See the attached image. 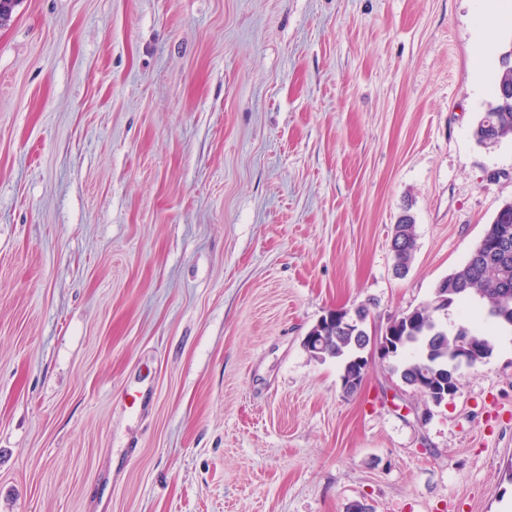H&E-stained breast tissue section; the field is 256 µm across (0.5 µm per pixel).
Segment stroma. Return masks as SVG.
<instances>
[{
  "instance_id": "stroma-1",
  "label": "stroma",
  "mask_w": 512,
  "mask_h": 512,
  "mask_svg": "<svg viewBox=\"0 0 512 512\" xmlns=\"http://www.w3.org/2000/svg\"><path fill=\"white\" fill-rule=\"evenodd\" d=\"M510 44L512 0H17L0 512H512L511 332L438 405L303 348L430 301L512 200L472 137ZM396 229L402 231V241L399 239L400 233H397L392 238V248L394 251L396 264L398 269L408 270L412 262L415 247H416V234L414 220L410 218H402L398 221Z\"/></svg>"
}]
</instances>
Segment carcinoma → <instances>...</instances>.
Returning a JSON list of instances; mask_svg holds the SVG:
<instances>
[{"mask_svg": "<svg viewBox=\"0 0 512 512\" xmlns=\"http://www.w3.org/2000/svg\"><path fill=\"white\" fill-rule=\"evenodd\" d=\"M473 137L485 147L512 140V106L495 107L480 115L473 126ZM507 210L493 218L485 233L495 235L505 231L509 238L506 251L472 250L466 262L438 282L433 300L395 318L390 330L399 336L400 350L389 366L392 374L413 390L423 374L436 384L448 383L450 374L442 363L453 358L456 349L466 339L474 341V360L485 362L495 350L492 336L464 325H449L437 317L440 311L454 304L477 305L500 328L512 329V201ZM396 229L402 236H393L392 248L396 264L407 270L412 262L416 234L414 220L402 218ZM446 297L440 305L436 299ZM367 330L344 332L332 324L326 329L325 353L320 361L334 359L342 372H348L350 362L362 354V337Z\"/></svg>", "mask_w": 512, "mask_h": 512, "instance_id": "obj_1", "label": "carcinoma"}]
</instances>
